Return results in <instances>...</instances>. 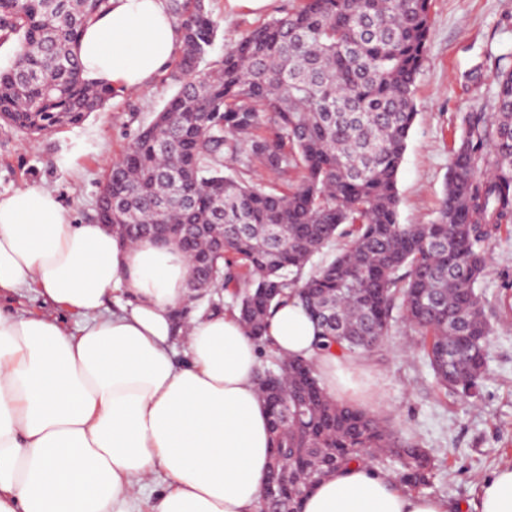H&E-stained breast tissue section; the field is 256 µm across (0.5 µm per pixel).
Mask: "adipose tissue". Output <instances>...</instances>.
Listing matches in <instances>:
<instances>
[{"label": "adipose tissue", "instance_id": "adipose-tissue-1", "mask_svg": "<svg viewBox=\"0 0 512 512\" xmlns=\"http://www.w3.org/2000/svg\"><path fill=\"white\" fill-rule=\"evenodd\" d=\"M78 52L88 79L118 93L145 87L179 52L167 0H109ZM190 265L173 246L128 244L104 225L77 224L42 184L0 196V297L37 291L77 329L46 314L0 312V512H127L149 481L152 512H259L271 459L256 388L259 347L236 312H175ZM128 304L106 312L113 288ZM186 338L183 355L173 339ZM266 345L314 359L332 396L361 398L337 351L295 301L277 307ZM475 512H512V464L479 486ZM302 512H448L353 464L324 478Z\"/></svg>", "mask_w": 512, "mask_h": 512}]
</instances>
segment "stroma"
<instances>
[{
  "instance_id": "35a3bbf8",
  "label": "stroma",
  "mask_w": 512,
  "mask_h": 512,
  "mask_svg": "<svg viewBox=\"0 0 512 512\" xmlns=\"http://www.w3.org/2000/svg\"><path fill=\"white\" fill-rule=\"evenodd\" d=\"M298 0H268L259 10L209 0L218 24L213 57L241 32L267 22ZM512 52V0H432L431 31L417 79V118L398 179V219L420 224L436 215L448 179L453 135L462 113L486 103L495 89V60ZM479 70L481 82L466 76ZM176 91L168 72L143 89L113 96L103 111L47 136L0 125V195L31 184L53 189L74 222L93 217L105 176L139 128ZM493 263L480 284L495 328L488 371L472 395L437 388L418 337L395 323L381 349L363 354L360 377L376 393L369 408L388 416L436 464L427 496L453 512H473L482 480L512 463V227L491 244Z\"/></svg>"
}]
</instances>
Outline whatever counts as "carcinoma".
Returning a JSON list of instances; mask_svg holds the SVG:
<instances>
[{
	"mask_svg": "<svg viewBox=\"0 0 512 512\" xmlns=\"http://www.w3.org/2000/svg\"><path fill=\"white\" fill-rule=\"evenodd\" d=\"M108 0H0V42L15 60L0 71V122L33 136L102 111L112 88L82 77L80 35ZM182 44L177 86L112 164V215L128 241L167 242L189 259V288L216 309L227 292L248 335L262 340L292 295L323 347L343 355L381 346L399 313L419 335L435 382L467 393L486 374L492 328L476 285L489 241L512 225V54L498 57L495 91L464 113L437 215L398 221V176L417 116L415 86L431 29V0H300L241 33L212 62L217 33L205 0H169ZM257 168L277 176L269 190ZM189 224L224 225V250ZM344 240L334 258L311 259ZM258 392L272 453L265 482L274 512H301L302 496L353 463H404L410 492L431 482L434 460L387 421L331 397L313 362L275 359Z\"/></svg>",
	"mask_w": 512,
	"mask_h": 512,
	"instance_id": "1",
	"label": "carcinoma"
}]
</instances>
